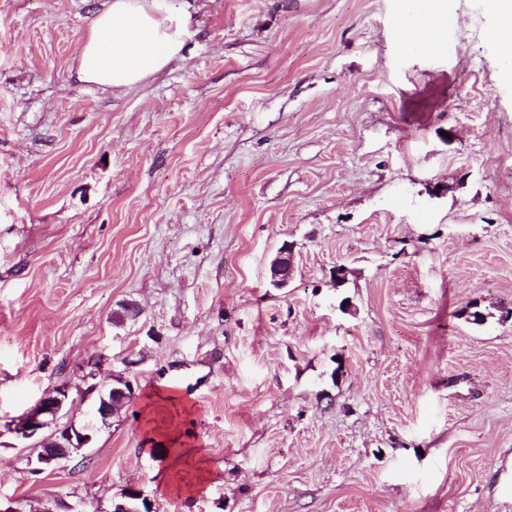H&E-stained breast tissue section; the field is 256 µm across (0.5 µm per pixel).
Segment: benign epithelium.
<instances>
[{
	"mask_svg": "<svg viewBox=\"0 0 512 512\" xmlns=\"http://www.w3.org/2000/svg\"><path fill=\"white\" fill-rule=\"evenodd\" d=\"M294 269V248L289 243L283 244L271 259L268 266V279L272 286L276 288H285L291 279ZM119 385L112 388L108 396H102L97 401L94 413L96 416L107 415L113 401L118 399L124 406H131L136 393L131 380L125 376H118ZM71 403L70 389L63 385L56 388L53 392L41 397L33 407L23 414L13 418L8 424V430L11 431L22 441H30L42 437H47L48 442L55 444V447L44 449L36 457H28V470L42 472L46 469H57L65 466L70 461L71 453L68 449H76V453H81L89 448L92 437L78 429L72 428L73 422L61 424L65 417V410ZM134 496L150 502V499L144 493L138 491V488L132 486L129 488L127 496L112 502V512H151L153 507L133 508L130 506L129 497Z\"/></svg>",
	"mask_w": 512,
	"mask_h": 512,
	"instance_id": "1",
	"label": "benign epithelium"
}]
</instances>
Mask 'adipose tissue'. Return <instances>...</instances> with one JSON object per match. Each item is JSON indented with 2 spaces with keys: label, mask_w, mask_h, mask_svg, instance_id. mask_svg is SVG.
Segmentation results:
<instances>
[{
  "label": "adipose tissue",
  "mask_w": 512,
  "mask_h": 512,
  "mask_svg": "<svg viewBox=\"0 0 512 512\" xmlns=\"http://www.w3.org/2000/svg\"><path fill=\"white\" fill-rule=\"evenodd\" d=\"M191 15L187 0H107L78 55L76 78L122 92L176 60Z\"/></svg>",
  "instance_id": "obj_1"
}]
</instances>
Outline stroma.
Segmentation results:
<instances>
[{
    "instance_id": "1",
    "label": "stroma",
    "mask_w": 512,
    "mask_h": 512,
    "mask_svg": "<svg viewBox=\"0 0 512 512\" xmlns=\"http://www.w3.org/2000/svg\"><path fill=\"white\" fill-rule=\"evenodd\" d=\"M103 3L0 0V497L512 512V49L484 0L432 46L401 35L421 0H190L179 58L120 94L74 78ZM122 373L86 461L30 474L7 423L64 383L86 423ZM294 269V248L284 243L271 259L268 266V279L275 288L288 286ZM116 377L119 379V386L113 387L107 397L101 396L95 405L94 413L97 418H100L101 415L107 417L110 406L112 405L113 407V400L120 399L124 406L129 407L134 403L137 397L133 384L129 378L122 375H118L113 378ZM112 407L108 414L110 417L113 416Z\"/></svg>"
}]
</instances>
